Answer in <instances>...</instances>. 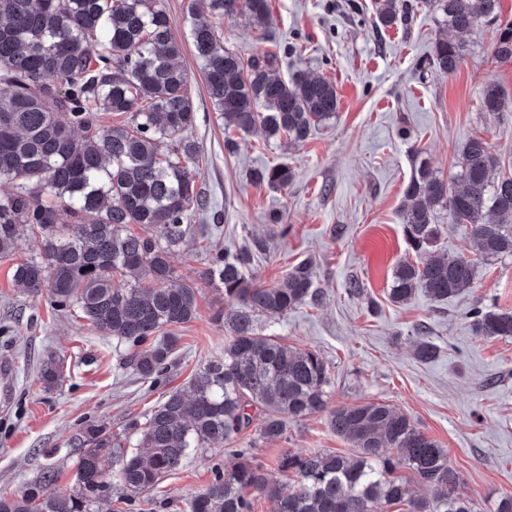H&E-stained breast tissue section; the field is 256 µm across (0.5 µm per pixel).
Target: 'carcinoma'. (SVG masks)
<instances>
[{"label": "carcinoma", "mask_w": 512, "mask_h": 512, "mask_svg": "<svg viewBox=\"0 0 512 512\" xmlns=\"http://www.w3.org/2000/svg\"><path fill=\"white\" fill-rule=\"evenodd\" d=\"M190 0L185 23L194 57L224 129L239 134L263 127L266 136L304 143L339 108L334 83L298 70L289 78L273 56L245 60L224 47L210 17L244 13L256 27H271L269 0ZM423 5L442 24L465 34L481 24L497 27L494 54L512 58V23L500 20V0H374L373 23L406 21ZM183 44L172 31L163 0H0V255L19 238L38 236V257L13 265L15 285L29 297L79 313L99 332L136 346L163 336L130 357L140 379L157 382L178 347L174 330L198 312V289L173 282L171 252L192 232L193 213L204 208L198 185L197 145L191 136L195 106L187 94L190 74L178 58ZM462 42L438 39L427 65L455 72ZM481 108L512 112L501 87L488 83ZM123 115L119 124L105 115ZM450 181L420 159L403 191L405 238L416 261L400 263L388 291L394 303L418 291L445 300L473 287L474 264L461 256L428 255L440 237L441 210L466 224L485 257H512V173L484 140L473 137ZM259 183L286 188V166L265 167ZM69 221L61 220V215ZM217 251L208 274L224 288L215 320L224 323V356L207 361L191 379V393L171 392L148 415L137 451H125L112 431L90 425L80 439L76 491L50 497L0 496V512H95L110 500V473L133 494L148 491L182 466L192 448L231 443L261 414V436L283 437L288 422L328 412L329 428L354 452L290 450L276 467L292 478L284 492L249 459L231 469L215 467L212 482L187 503L188 512H254L265 497L273 512H379L401 504L407 512H472L448 450L384 402L327 410L329 370L318 353L260 334L256 317L286 314L320 297L312 264L301 262L272 286L251 283L253 250ZM148 279L150 288L135 281ZM473 328L484 337H512V314L475 308ZM438 349L426 337L415 354L428 363ZM61 363L43 361L40 380L51 390L62 381ZM406 470L430 491L409 492L396 474Z\"/></svg>", "instance_id": "carcinoma-1"}]
</instances>
